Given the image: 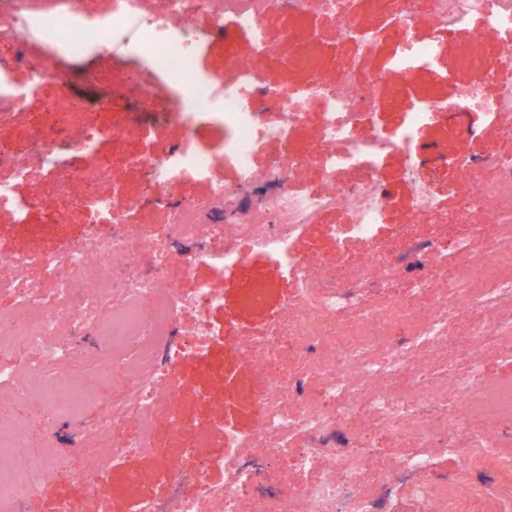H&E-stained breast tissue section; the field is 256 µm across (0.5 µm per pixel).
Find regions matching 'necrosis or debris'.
Instances as JSON below:
<instances>
[{
  "mask_svg": "<svg viewBox=\"0 0 512 512\" xmlns=\"http://www.w3.org/2000/svg\"><path fill=\"white\" fill-rule=\"evenodd\" d=\"M283 11L312 23L290 29L281 49L268 41L266 22ZM228 18L252 41L247 56L231 59L229 81L204 72L198 56L200 43ZM324 31L349 47L338 66L328 62ZM92 43L143 59L157 75L150 95L171 97L184 137L172 150L149 145L144 129L99 121L100 113L113 112L114 99L91 113L61 92L46 109L66 118L65 139L43 129L27 152L0 151V212L25 223L32 207L72 200L77 181L85 192L65 216L99 227L59 253L0 254V291L13 297L11 308L0 310V512H21L53 475L77 489L59 500L56 512H78V493L108 480L131 454L152 457L157 475L173 487L166 498L138 500L133 512H379L395 472L329 443L336 432L354 431L360 411L374 428L419 444L418 452L402 457L401 472L427 470V450L438 444L466 463L475 457L504 463L499 436L471 422L512 421V382L488 378L482 364L485 350L512 336V314L498 312L512 295V148L501 147L512 145V0H0V125L26 119L47 83L67 81L61 68L29 66L27 49L57 61L82 55ZM274 57L301 69L302 81L260 85ZM409 75L444 77L454 97L412 103L395 132L384 134L374 120L379 87L404 92ZM313 109L315 139L307 154H296L288 145ZM472 116L478 126H470ZM202 122L223 128L218 147L197 146L194 129ZM442 124L485 140L482 154L454 157L467 189L451 207L427 175L429 160L418 143L424 130ZM105 140L116 147L138 143L125 161L143 171L150 200L166 202L187 179L207 185L204 198L171 209L170 241L148 230L129 236L126 226L145 200L124 196L114 165L100 154ZM269 141L284 146L277 167L288 186L228 223L204 221L205 212L265 179L255 157ZM68 152L83 153L88 165L71 172ZM393 154L401 157V177L410 187L407 223L488 224L493 232L479 246L459 235L448 253L434 239H410L408 252L425 273L411 280L405 296L364 305L363 290L395 280L399 260L369 252L339 270L318 253L300 252L297 241L306 225L324 224L330 213L339 221L324 224L325 232L336 243L372 240L387 219L380 171ZM228 163L237 172L232 185L222 177ZM312 167L321 182L303 186ZM37 172L52 176L53 196L37 190L19 196L16 180ZM255 252L267 257L275 276L293 281L296 292L265 338L244 344L226 337L209 313L224 306L219 275ZM34 266L41 270L38 284L28 279ZM198 266L209 268L212 279L184 292L179 277ZM461 315L470 318L468 367L445 385L427 356L454 349L449 323ZM401 322L411 328V344L392 341ZM184 323L194 328L187 338L177 335ZM288 335L312 354L272 371L281 357L278 339ZM219 340L255 366L259 383L244 391L261 415L248 433L220 417L190 424L198 444L217 447L187 472L178 456L156 447L154 432L162 420L181 430L187 425L182 411L197 398L223 403L224 384L200 395L168 377L167 369L204 358ZM304 382L331 406L300 397L296 387ZM107 388V410L84 422L92 399ZM37 409L64 421L66 444L31 447ZM126 423L132 435L116 441L115 427ZM257 446L277 459L278 476L251 459ZM292 470L315 478L282 491ZM215 472L223 482L212 481Z\"/></svg>",
  "mask_w": 512,
  "mask_h": 512,
  "instance_id": "necrosis-or-debris-1",
  "label": "necrosis or debris"
}]
</instances>
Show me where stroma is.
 Listing matches in <instances>:
<instances>
[{
	"label": "stroma",
	"mask_w": 512,
	"mask_h": 512,
	"mask_svg": "<svg viewBox=\"0 0 512 512\" xmlns=\"http://www.w3.org/2000/svg\"><path fill=\"white\" fill-rule=\"evenodd\" d=\"M250 50V37L225 21L222 32L209 36L201 47L199 63L209 72H223L225 79H232L229 67L231 55H244ZM113 85L121 93L118 100L116 120L147 127L151 130V141L166 147L175 146L183 138V128L172 118V104L164 97L144 98L143 87L150 80L149 74L140 72L137 57L118 56L112 60ZM406 93L397 95L389 86H381L379 94L382 109L376 116L378 127L392 133L401 123L403 113L410 100L424 96L452 97L453 89L442 80H423L409 75L405 78ZM55 93L54 86H46L40 100L34 101L26 126H4L0 128V147L7 150L25 151L28 147L27 127L44 126L48 117L44 102ZM281 146L276 142L266 143L257 155V163L268 170L263 181L241 191L233 204L209 211L211 219L224 215L239 216L254 206L265 194L276 191L287 184L288 178L276 169ZM402 167L400 156L392 155L380 172L387 190V222L382 225L377 238L371 243L349 240L336 246L324 233L328 224L338 223L337 215L329 214L323 223L310 224L299 240L302 251H319L324 261L331 266L343 264L358 257L366 249H374L402 257L404 272L395 281L390 291L398 295L408 292L411 279L423 271L416 259L406 257V241L397 230L404 221L409 207V187L399 177ZM90 224H73L66 220L62 210L46 211L33 209L27 223H14L9 215L0 216V250L10 252L54 253L66 249L72 241L93 232ZM224 307L214 311L212 320L222 326L226 335L241 340H252L263 335L271 321L282 314L295 288L286 279L272 276L270 265L261 254H254L243 265L226 269L222 275ZM214 363L222 365L226 378L224 385L225 405L200 403L185 413L186 420H200L223 416L225 422L237 430L251 431L257 422L258 409L241 391L242 384L255 381L256 374L249 360L238 351L225 349L223 342H216L211 352ZM340 451H359L390 461L395 457L417 452L411 442L397 440L383 432L366 431L363 437L339 439ZM136 474L137 482H129V474ZM494 475L480 464L471 467V485L461 490V497L469 501L470 512H485L487 505H494L496 512H512V495L487 494L486 486L493 484ZM169 492L168 483L158 480L154 474L151 457L132 455L114 469L111 477L94 490L80 496V512H131L135 501L146 498H162Z\"/></svg>",
	"instance_id": "stroma-1"
}]
</instances>
